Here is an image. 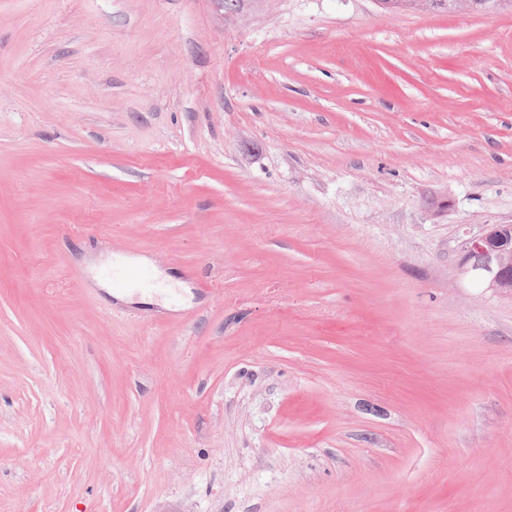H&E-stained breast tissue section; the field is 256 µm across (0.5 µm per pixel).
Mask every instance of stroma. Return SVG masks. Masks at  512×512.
Instances as JSON below:
<instances>
[{
  "label": "stroma",
  "instance_id": "35a3bbf8",
  "mask_svg": "<svg viewBox=\"0 0 512 512\" xmlns=\"http://www.w3.org/2000/svg\"><path fill=\"white\" fill-rule=\"evenodd\" d=\"M488 224L512 8L0 0V512H512ZM462 272L496 295H512V224H488L466 240Z\"/></svg>",
  "mask_w": 512,
  "mask_h": 512
}]
</instances>
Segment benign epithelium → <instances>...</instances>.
<instances>
[{
    "instance_id": "benign-epithelium-1",
    "label": "benign epithelium",
    "mask_w": 512,
    "mask_h": 512,
    "mask_svg": "<svg viewBox=\"0 0 512 512\" xmlns=\"http://www.w3.org/2000/svg\"><path fill=\"white\" fill-rule=\"evenodd\" d=\"M462 272L496 295H512V224H487L466 240Z\"/></svg>"
}]
</instances>
